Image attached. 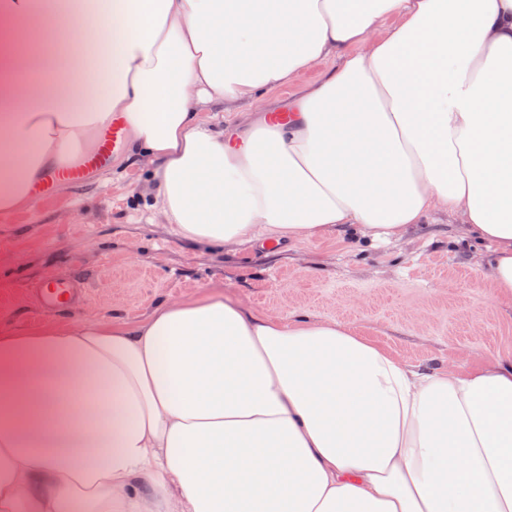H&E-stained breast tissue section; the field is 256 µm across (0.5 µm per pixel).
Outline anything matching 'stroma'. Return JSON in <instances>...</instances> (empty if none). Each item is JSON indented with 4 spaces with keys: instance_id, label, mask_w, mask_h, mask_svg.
I'll use <instances>...</instances> for the list:
<instances>
[{
    "instance_id": "stroma-1",
    "label": "stroma",
    "mask_w": 512,
    "mask_h": 512,
    "mask_svg": "<svg viewBox=\"0 0 512 512\" xmlns=\"http://www.w3.org/2000/svg\"><path fill=\"white\" fill-rule=\"evenodd\" d=\"M143 182L142 168L122 152L86 181L0 213L1 327L62 328L115 311L137 320L160 300L220 290L261 314L349 325L408 364L466 367L512 357V306L493 302L479 245L446 215L385 246L343 233L218 250L175 236L163 218L135 206ZM73 274L88 284L85 305L36 307L35 282Z\"/></svg>"
}]
</instances>
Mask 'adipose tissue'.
Returning <instances> with one entry per match:
<instances>
[{"label":"adipose tissue","mask_w":512,"mask_h":512,"mask_svg":"<svg viewBox=\"0 0 512 512\" xmlns=\"http://www.w3.org/2000/svg\"><path fill=\"white\" fill-rule=\"evenodd\" d=\"M312 70L287 124L206 114ZM116 114L181 237L442 213L512 303V0H0V212ZM0 512H512V360L425 369L219 291L0 332Z\"/></svg>","instance_id":"ef3b65f1"}]
</instances>
